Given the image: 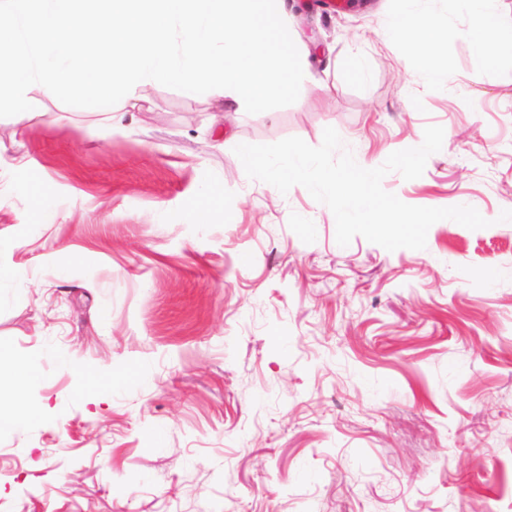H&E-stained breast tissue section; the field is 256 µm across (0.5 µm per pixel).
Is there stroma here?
I'll return each instance as SVG.
<instances>
[{
    "mask_svg": "<svg viewBox=\"0 0 512 512\" xmlns=\"http://www.w3.org/2000/svg\"><path fill=\"white\" fill-rule=\"evenodd\" d=\"M422 8L445 21L434 84L390 33L399 0L315 2L290 13L292 105L157 85L118 127L43 96L0 117V240H22L0 254V400L43 410L0 432V512H512V60L472 52L456 0ZM430 125L441 151L383 188L490 225L422 250L340 246L326 205L234 152L332 127L377 167ZM93 368L126 380L82 396Z\"/></svg>",
    "mask_w": 512,
    "mask_h": 512,
    "instance_id": "obj_1",
    "label": "stroma"
}]
</instances>
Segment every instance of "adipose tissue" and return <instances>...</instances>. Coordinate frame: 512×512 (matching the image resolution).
<instances>
[{
  "label": "adipose tissue",
  "instance_id": "ef3b65f1",
  "mask_svg": "<svg viewBox=\"0 0 512 512\" xmlns=\"http://www.w3.org/2000/svg\"><path fill=\"white\" fill-rule=\"evenodd\" d=\"M402 18L394 28L395 36L410 44L417 58V73L426 81L434 82L440 77L437 64L439 49L437 36L443 22L431 14H423L421 0H401ZM492 0H458L460 10L469 20L466 37L475 53L482 56L488 67L499 65L505 54L512 52V20L499 18L491 7ZM423 16L426 38L410 36L407 22L412 17Z\"/></svg>",
  "mask_w": 512,
  "mask_h": 512
}]
</instances>
